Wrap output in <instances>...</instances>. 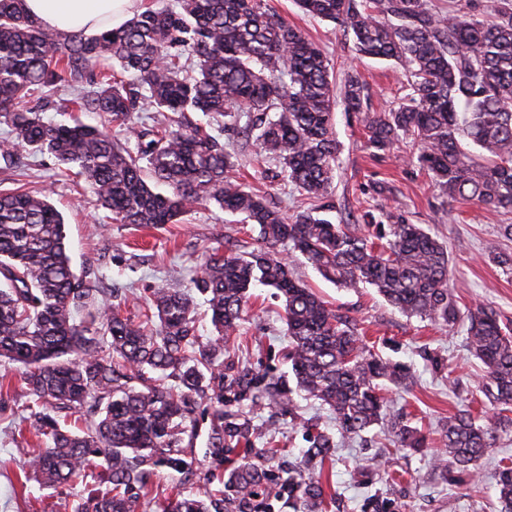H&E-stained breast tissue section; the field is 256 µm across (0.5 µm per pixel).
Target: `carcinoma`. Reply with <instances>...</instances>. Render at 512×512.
Listing matches in <instances>:
<instances>
[{
	"instance_id": "cac0c4a2",
	"label": "carcinoma",
	"mask_w": 512,
	"mask_h": 512,
	"mask_svg": "<svg viewBox=\"0 0 512 512\" xmlns=\"http://www.w3.org/2000/svg\"><path fill=\"white\" fill-rule=\"evenodd\" d=\"M22 2L0 0V120L12 134L0 144L5 166L17 165L22 148L52 156L57 175L77 169L118 224H176L213 203L244 216L261 240L243 254L212 250L192 278L216 332L205 344L189 293L157 289L144 319L122 316L121 303L103 299L97 280L73 270L50 196L0 194V278L9 282L0 287V362L20 372L29 432L45 441L29 460L40 487L57 490L82 477L90 495L78 497L71 512H140L157 471L184 484L198 478L193 440L205 404L208 488L201 495L178 488L160 512H224L226 487L239 512L274 488L318 512L327 488L320 476L254 463L224 474V451L247 438L244 426L224 422L225 394L239 399L258 380L243 375L224 385L220 357L259 285L283 297L296 386L332 408L341 434L382 424L398 446L426 447L418 428L386 419L380 395L379 381L403 385L410 375L365 352L357 328L295 275L285 245L341 288L369 285L407 315L463 325L470 353L485 368L495 423L460 411L444 430L443 454L466 466L494 447L497 432L512 424L505 416L512 411V328L490 307L458 305L448 249L419 225L334 224L316 212L338 163L331 120L340 101L362 114L367 147L386 151L404 142L408 161L448 199L512 212V0H495L490 20L451 17L426 0H297L305 13L349 30L358 55L404 70L409 92L384 112L364 110L358 77L336 84L323 48L266 0H179L177 11L147 7L91 36L49 29ZM61 84L72 90L63 107L105 114L127 126L126 140L77 119L44 121L31 101ZM144 110L155 113L151 121L131 122ZM201 115L253 139L310 207L288 215L235 179V154ZM263 391L274 403L288 398L278 379ZM308 443L309 461L335 447L334 435L315 427ZM495 480L501 512H512V466H501Z\"/></svg>"
}]
</instances>
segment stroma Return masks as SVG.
<instances>
[{
	"instance_id": "1",
	"label": "stroma",
	"mask_w": 512,
	"mask_h": 512,
	"mask_svg": "<svg viewBox=\"0 0 512 512\" xmlns=\"http://www.w3.org/2000/svg\"><path fill=\"white\" fill-rule=\"evenodd\" d=\"M283 20L319 43L337 80L356 72L364 81L372 111L396 105L406 92L403 70L391 62L356 58L352 36L343 27L304 14L295 0H268ZM333 130L340 148V167L330 195L327 218L344 224L389 223L403 214L448 247L454 293L460 306L490 305L503 323L512 324V274L488 259L490 250L512 253V239L498 227L512 224V213H497L473 204L450 201L432 185L424 170L406 160V146L390 151L366 148L354 113L337 106ZM238 159V174L266 191L285 213L306 205L304 196L282 177L278 164L258 163L253 140L229 134ZM13 172L0 170V192L17 188L49 190L65 220L68 253L73 265L94 273L102 287L125 295L124 316L140 319L156 288H189L207 251L239 252L258 244V230L233 222L211 204L196 207L180 223L158 227L116 224L108 210L79 178L61 177L54 160L29 151ZM297 276L344 318L356 324L363 344L383 359L407 366L413 382L401 388L384 384L391 416L421 429L428 446L412 453L394 447L386 429L374 426L361 435L337 437L331 459L310 464L311 475H328L322 512H499L494 475L500 463L512 465V430L500 433L494 448L467 466L439 463L441 438L449 416L480 409L484 375L481 362L466 344L463 326L443 327L427 319L407 317L375 289L340 288L325 280L304 259H296ZM282 302L275 290L251 291L247 313L224 344V377L247 370L257 377L290 374L288 338L280 319ZM0 512H71L74 498L86 492L80 481L63 490L20 486L28 468L29 448L36 439L20 433L28 412L26 389L11 366L0 367ZM224 419L243 424L254 448L251 460L275 471L297 467L306 448V427L335 431V413L320 402L294 395L288 405L269 403L259 392L224 405ZM273 457H266L267 448Z\"/></svg>"
}]
</instances>
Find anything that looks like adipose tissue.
Masks as SVG:
<instances>
[{"label": "adipose tissue", "mask_w": 512, "mask_h": 512, "mask_svg": "<svg viewBox=\"0 0 512 512\" xmlns=\"http://www.w3.org/2000/svg\"><path fill=\"white\" fill-rule=\"evenodd\" d=\"M140 0H24L26 11L61 33L95 34L122 26Z\"/></svg>", "instance_id": "ef3b65f1"}]
</instances>
